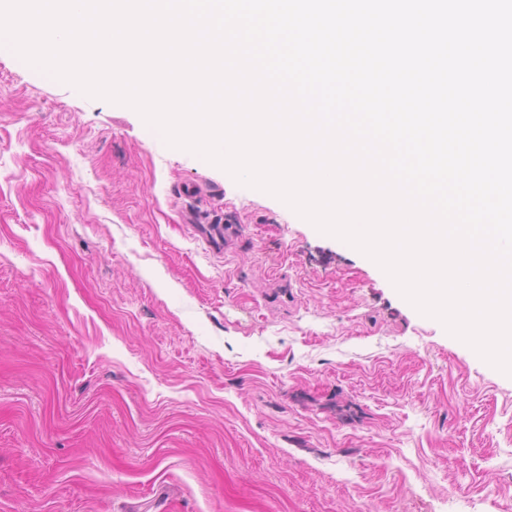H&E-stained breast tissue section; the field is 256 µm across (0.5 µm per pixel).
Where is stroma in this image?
<instances>
[{
	"mask_svg": "<svg viewBox=\"0 0 512 512\" xmlns=\"http://www.w3.org/2000/svg\"><path fill=\"white\" fill-rule=\"evenodd\" d=\"M201 217L239 225L223 252ZM0 512H512V377L281 200L0 55Z\"/></svg>",
	"mask_w": 512,
	"mask_h": 512,
	"instance_id": "obj_1",
	"label": "stroma"
}]
</instances>
